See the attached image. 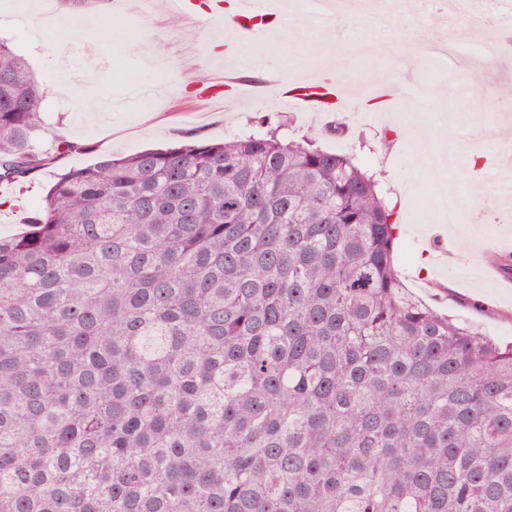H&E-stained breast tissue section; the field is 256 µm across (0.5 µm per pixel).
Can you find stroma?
Here are the masks:
<instances>
[{
    "mask_svg": "<svg viewBox=\"0 0 512 512\" xmlns=\"http://www.w3.org/2000/svg\"><path fill=\"white\" fill-rule=\"evenodd\" d=\"M0 0V39L22 56L41 83L55 92L43 104V145H51L59 130L70 140L85 144V151L63 155L24 184H0V197L10 209L0 211V235L23 230L39 210L56 174L96 162L104 156L123 157L146 149L171 146L184 133L220 141L234 133L257 130L259 118L285 122L286 132L298 139L317 137L323 121L313 113L282 109L276 102L255 106L248 100L230 102L228 111L197 115V95L184 85L198 72L216 78L221 61L212 46L224 36V25L212 15L192 13L174 21L163 10L164 0H153L151 11L133 6L117 15L113 0ZM390 23L375 29L352 21L336 27L325 49L336 46L337 35L352 32L363 42L365 55L353 57L350 69L363 86L345 98L347 111L357 113L353 127L372 143L359 153L364 166L382 168V185L396 199L401 213L395 263L407 291L423 302L456 318L479 325L494 340L512 342V284L503 283L487 266L485 255L512 253V223H502V208L512 200H490L488 175L495 167L500 143L512 141V118L503 119L501 103L485 102L471 93L472 69L461 59L435 71L416 51L406 49L402 31L425 28L426 20L402 0H388ZM53 16L59 23L79 21V28L63 44L40 40L34 18ZM123 28L126 41L109 38ZM238 51L262 69L276 68L285 84L317 74L321 55L313 50L302 30L285 39L270 37L261 44L239 42ZM153 88L158 102L154 112L139 109L141 85ZM396 125L397 138L388 163H380L376 147L382 129ZM452 150L458 158L455 178L463 190L460 205L471 215L467 229L444 231L436 224L423 192L434 179L419 159L421 144ZM473 298L484 312L463 306Z\"/></svg>",
    "mask_w": 512,
    "mask_h": 512,
    "instance_id": "1",
    "label": "stroma"
}]
</instances>
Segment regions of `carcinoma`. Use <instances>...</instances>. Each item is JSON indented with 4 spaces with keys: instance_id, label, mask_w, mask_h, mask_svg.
<instances>
[{
    "instance_id": "cac0c4a2",
    "label": "carcinoma",
    "mask_w": 512,
    "mask_h": 512,
    "mask_svg": "<svg viewBox=\"0 0 512 512\" xmlns=\"http://www.w3.org/2000/svg\"><path fill=\"white\" fill-rule=\"evenodd\" d=\"M49 90L0 41V182L84 150ZM281 130L71 169L0 237V512H512V345L405 294L380 172Z\"/></svg>"
}]
</instances>
